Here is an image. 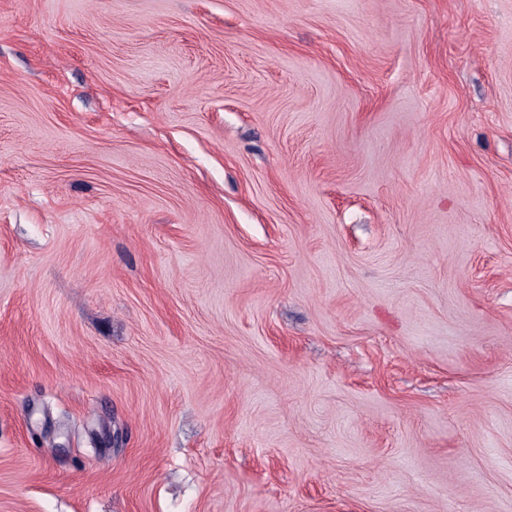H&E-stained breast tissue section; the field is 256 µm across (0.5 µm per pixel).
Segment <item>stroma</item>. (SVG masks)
Listing matches in <instances>:
<instances>
[{"label": "stroma", "instance_id": "stroma-1", "mask_svg": "<svg viewBox=\"0 0 512 512\" xmlns=\"http://www.w3.org/2000/svg\"><path fill=\"white\" fill-rule=\"evenodd\" d=\"M0 512H512V0H0Z\"/></svg>", "mask_w": 512, "mask_h": 512}]
</instances>
